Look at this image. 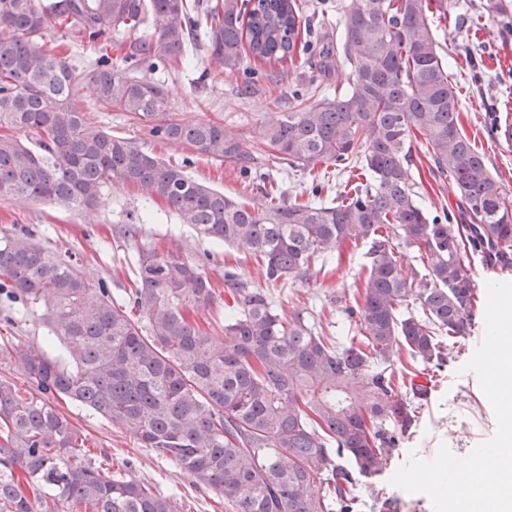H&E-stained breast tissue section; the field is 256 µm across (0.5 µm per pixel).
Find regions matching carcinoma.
Listing matches in <instances>:
<instances>
[{"instance_id":"carcinoma-1","label":"carcinoma","mask_w":512,"mask_h":512,"mask_svg":"<svg viewBox=\"0 0 512 512\" xmlns=\"http://www.w3.org/2000/svg\"><path fill=\"white\" fill-rule=\"evenodd\" d=\"M439 2L346 0L340 37L317 65L298 41L328 19L304 14L299 0H0V198L91 210L112 185L130 186L198 233L247 246L273 282L304 279L344 243L372 241L349 309L359 312V334L342 344L231 270L224 291L236 306L210 336L188 312L211 307L218 293L193 262L145 250L117 300L31 234L0 237V294L39 313L48 332L40 343L0 347V360L33 384L28 395L0 381V512H177L153 485L78 459L84 439L59 403L119 425L231 512H348L358 477L381 473L416 421L430 389L417 382V364L440 366L445 339L466 332L476 298L467 251L512 263V192L460 129L434 29ZM62 28L92 41L111 30L126 50L96 58L87 78L51 44ZM198 34L219 75L250 72L247 51L325 74L333 58L349 66V88L316 101L311 77L248 144L220 122H181L152 74L186 63ZM82 83L168 145L245 168L258 154L308 172L359 163L366 181L331 202L251 207L192 179L191 158L166 162L92 125L76 98ZM419 137L430 173L450 180L469 218L463 235L448 211L431 216L416 201ZM404 248L417 251L423 271L404 266ZM55 342L62 359L48 353Z\"/></svg>"}]
</instances>
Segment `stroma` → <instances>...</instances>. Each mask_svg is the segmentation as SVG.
<instances>
[{
    "instance_id": "35a3bbf8",
    "label": "stroma",
    "mask_w": 512,
    "mask_h": 512,
    "mask_svg": "<svg viewBox=\"0 0 512 512\" xmlns=\"http://www.w3.org/2000/svg\"><path fill=\"white\" fill-rule=\"evenodd\" d=\"M448 19L439 23L438 39L453 73L462 102L461 129L484 154L494 177L512 190V143L499 139L500 128L512 126V17L503 18L493 0H447ZM174 116L185 122L212 120L223 123L243 141L255 136L266 113L286 109L293 91L305 87L309 77L292 73L257 79L243 90V75L216 74L205 47H196L186 65L159 70ZM93 124L112 135L132 139L161 159L183 155L193 158L190 175L233 199L247 198L263 206L271 183H278L284 199L307 200L311 179L300 171L285 170L267 160L255 161L248 173L237 164L191 155L188 147H161L146 129L126 113L87 102ZM430 157L421 144L412 149L411 171L422 207L429 214L449 210L460 214L457 197L446 181L433 180ZM143 217L138 237L126 228L132 218ZM29 229L37 241L55 254L73 258L89 278L105 280L112 294L123 297L130 285L140 251L150 248L201 265L216 287L224 285V270L236 268L248 287L268 292L285 312L301 309L313 316L325 335L348 340L355 324L345 312L353 305L357 286L364 278L371 241L344 244L339 253L320 259L307 278L267 281L262 268L246 248L227 247L204 238L163 203H151L137 190L116 185L87 212L65 209L47 201L0 199V235ZM477 285V305L465 337L450 341L445 362L430 369L431 392L417 413L410 433L393 452L384 473L360 479L351 512H433L430 499L392 486L390 479L410 455L429 460L440 446L459 457L469 455L496 431L492 406L475 374L461 367L482 343L485 334L487 282H512V267L492 265L476 253L469 254ZM80 430L92 457L112 475L148 480L163 493H174L180 512H228L212 491L174 465L140 447L130 433L90 411L67 403L62 407Z\"/></svg>"
}]
</instances>
